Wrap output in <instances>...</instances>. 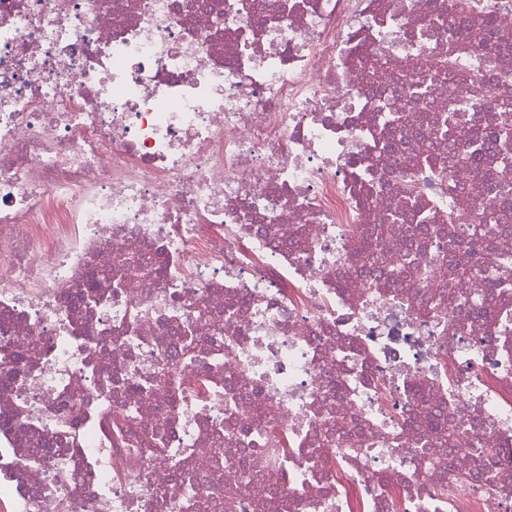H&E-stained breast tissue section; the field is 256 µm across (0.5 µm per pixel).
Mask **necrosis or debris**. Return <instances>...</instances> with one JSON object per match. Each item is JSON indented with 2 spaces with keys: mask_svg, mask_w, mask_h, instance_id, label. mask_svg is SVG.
I'll return each instance as SVG.
<instances>
[{
  "mask_svg": "<svg viewBox=\"0 0 512 512\" xmlns=\"http://www.w3.org/2000/svg\"><path fill=\"white\" fill-rule=\"evenodd\" d=\"M505 116L512 0H0V512H512Z\"/></svg>",
  "mask_w": 512,
  "mask_h": 512,
  "instance_id": "obj_1",
  "label": "necrosis or debris"
}]
</instances>
